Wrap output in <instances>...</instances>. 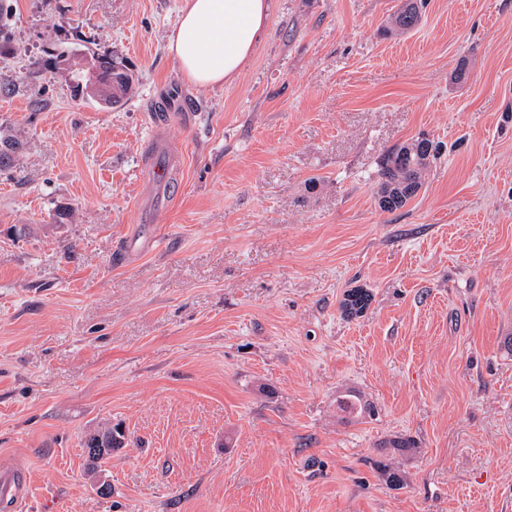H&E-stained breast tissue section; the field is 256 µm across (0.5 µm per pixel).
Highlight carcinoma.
Masks as SVG:
<instances>
[{"label":"carcinoma","instance_id":"obj_1","mask_svg":"<svg viewBox=\"0 0 512 512\" xmlns=\"http://www.w3.org/2000/svg\"><path fill=\"white\" fill-rule=\"evenodd\" d=\"M423 0H405V4L392 20L389 31L406 33L417 28L421 22ZM90 67L79 68L78 62L70 64V80L75 95L88 96L106 105H118L127 101L135 92L134 74L112 55H92ZM433 141L418 137L392 148L382 159L378 170L376 202L384 212H395L404 208L422 188V178L430 163L436 160L439 150L432 147ZM20 146L18 137L7 127L0 126V171L14 166L9 152ZM338 408L348 415H360L369 407L355 395L338 400ZM103 439L109 448H118L121 441L112 429L101 430L89 436L82 448L87 449L96 439Z\"/></svg>","mask_w":512,"mask_h":512}]
</instances>
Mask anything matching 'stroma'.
<instances>
[{
  "mask_svg": "<svg viewBox=\"0 0 512 512\" xmlns=\"http://www.w3.org/2000/svg\"><path fill=\"white\" fill-rule=\"evenodd\" d=\"M183 2L11 0L0 462L28 474L23 512H512V0H427L401 35L403 0H270L214 87L165 50ZM102 51L138 78L117 108L65 71ZM179 89L195 109L166 115ZM421 134L440 156L380 210V158ZM105 425L108 496L81 448ZM422 0H407L392 20L389 31L406 33L417 28L421 22ZM178 156L163 141L157 140L147 157V174L156 183L164 184L177 195L182 183L173 175Z\"/></svg>",
  "mask_w": 512,
  "mask_h": 512,
  "instance_id": "1",
  "label": "stroma"
}]
</instances>
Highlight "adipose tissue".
<instances>
[{
    "label": "adipose tissue",
    "instance_id": "adipose-tissue-1",
    "mask_svg": "<svg viewBox=\"0 0 512 512\" xmlns=\"http://www.w3.org/2000/svg\"><path fill=\"white\" fill-rule=\"evenodd\" d=\"M268 17V0H185L166 51L190 83L229 84L251 58Z\"/></svg>",
    "mask_w": 512,
    "mask_h": 512
}]
</instances>
